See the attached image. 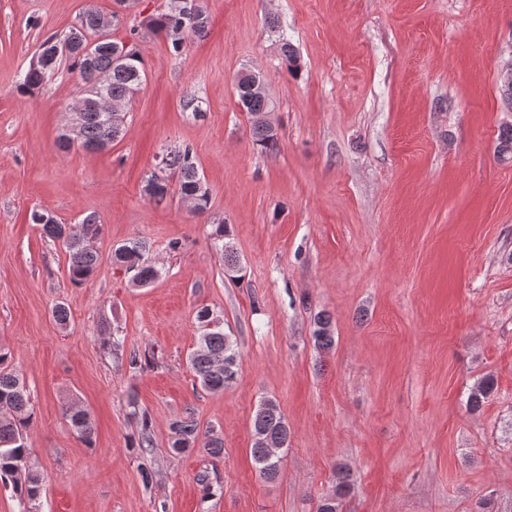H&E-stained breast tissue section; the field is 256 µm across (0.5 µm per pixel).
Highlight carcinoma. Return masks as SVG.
Returning a JSON list of instances; mask_svg holds the SVG:
<instances>
[{
    "instance_id": "1",
    "label": "carcinoma",
    "mask_w": 512,
    "mask_h": 512,
    "mask_svg": "<svg viewBox=\"0 0 512 512\" xmlns=\"http://www.w3.org/2000/svg\"><path fill=\"white\" fill-rule=\"evenodd\" d=\"M104 15L95 10L82 12L77 23L69 30L47 37L37 48L28 68L18 81L17 89L24 94H33L51 78L64 61L69 62L71 73L77 75L82 87L93 79L102 82L106 96L112 104L123 109L132 102L146 79L145 63L136 44H131L132 57L118 62L112 55V47L123 44L114 40L109 29L101 26ZM209 16L203 0H166L165 7L147 18L146 26L165 34L172 49L180 51L185 37H202L206 34ZM94 44L90 53L84 47ZM281 60L288 71L300 68V55L295 46L282 38ZM238 105L250 115L269 113L274 105L261 87L255 86V77L242 73L236 81ZM82 150L90 151L107 141H114L125 131V125L114 126L108 121L98 105V99L88 97L81 106ZM255 144L272 151L277 146V134L269 122H252ZM167 170L178 173L182 197L192 204L197 215L210 209V193L199 174L196 157L191 146L184 145L168 152ZM152 186L150 200L160 203L168 194L167 177L153 173L146 180ZM29 223L41 227L46 238L62 243L69 252L68 273L70 279L81 284L93 277L100 265L98 251L90 244L101 232L100 218L93 212L85 215L78 224H65L55 216L32 210ZM229 230L222 221L214 223L212 237L222 251L224 268L237 274L240 267L232 252L224 248V238ZM146 245L140 240L125 242L112 249V263L131 274L135 286L154 282L159 271L145 258ZM313 340L322 351H331L335 345L331 317L320 313L314 318ZM238 351L232 337L224 333V325L214 329H203L198 336L196 349L189 356V363L200 386L213 393H222L237 374ZM492 392L488 379L479 381L471 389L469 406L477 410L482 407ZM65 415L73 430L86 444H92L93 426L87 412L75 405L65 406ZM34 410L30 404L25 380L11 365V354L0 347V483L11 488L20 512H33L39 505L43 491V477L29 465V448L24 433L32 423ZM174 440L170 448L176 453L194 449L199 435L197 420L190 414L171 425ZM289 429L279 404L268 399L256 411L252 422L251 454L259 475L265 479L276 478L280 470V459L270 458L271 449L288 447ZM203 451L210 457L224 454V439L215 430L205 432ZM336 493L321 500L317 512H340V498L350 487L348 473L338 469Z\"/></svg>"
}]
</instances>
